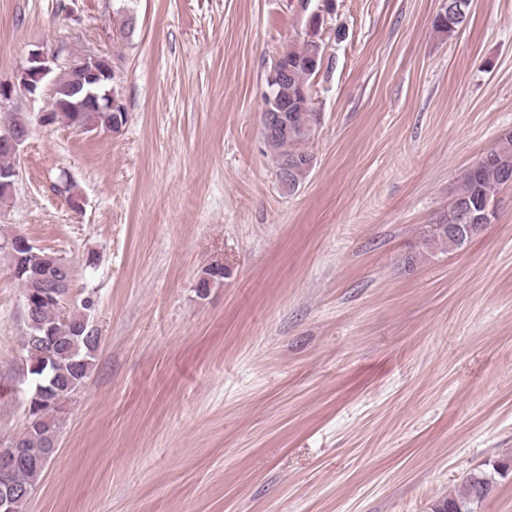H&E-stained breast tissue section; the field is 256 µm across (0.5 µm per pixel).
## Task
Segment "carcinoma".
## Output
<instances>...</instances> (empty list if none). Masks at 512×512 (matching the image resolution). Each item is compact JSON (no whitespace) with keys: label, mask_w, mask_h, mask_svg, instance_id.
<instances>
[{"label":"carcinoma","mask_w":512,"mask_h":512,"mask_svg":"<svg viewBox=\"0 0 512 512\" xmlns=\"http://www.w3.org/2000/svg\"><path fill=\"white\" fill-rule=\"evenodd\" d=\"M471 0H446L436 26L451 34L468 21ZM324 47L312 38L283 51L267 79L262 112L282 117L263 135L274 153L277 176L282 188L297 191L309 176L314 156L307 144L314 139L320 124L311 92V80L323 67ZM102 89H112L115 106L108 110L83 112L73 107L74 100L51 97L52 122L75 130L87 126L116 131L126 124V108L115 77L99 81ZM512 175V131L499 136L489 150L464 169L452 201L462 210H475L487 201L496 200L506 179ZM484 225L473 224L461 240L448 232V224L429 226L423 239L427 248L441 246L458 250L469 245ZM13 278L23 290L24 302L33 309L25 319L26 332L22 347L28 361L27 374L32 381L27 408V426L15 442L20 448L32 449L14 469L10 484L15 492L14 512H26L37 479L56 451L61 405L89 378L101 337L91 331L85 311L92 306L87 300L82 310L63 314L62 301L67 298L73 269L65 259L35 248L8 247ZM492 471H477L466 476L464 492L450 495L432 505L431 512H475V505L486 495L485 488L494 477L512 472V458L491 464Z\"/></svg>","instance_id":"1"}]
</instances>
